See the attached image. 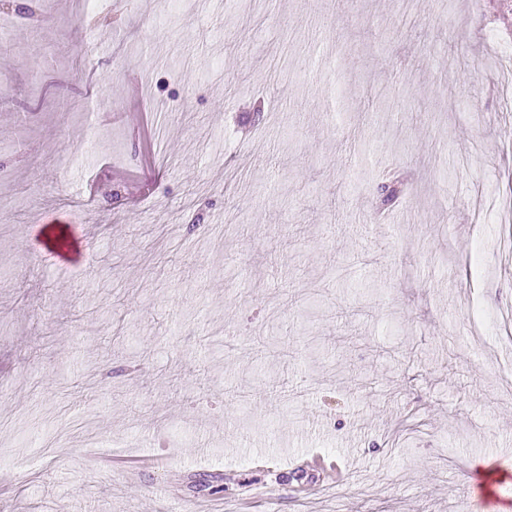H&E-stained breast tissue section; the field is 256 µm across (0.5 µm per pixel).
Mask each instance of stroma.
I'll use <instances>...</instances> for the list:
<instances>
[{"instance_id":"35a3bbf8","label":"stroma","mask_w":512,"mask_h":512,"mask_svg":"<svg viewBox=\"0 0 512 512\" xmlns=\"http://www.w3.org/2000/svg\"><path fill=\"white\" fill-rule=\"evenodd\" d=\"M511 85L499 0L0 5V512H463Z\"/></svg>"}]
</instances>
